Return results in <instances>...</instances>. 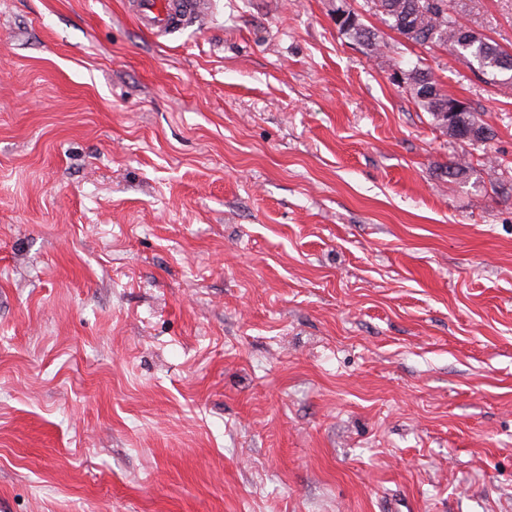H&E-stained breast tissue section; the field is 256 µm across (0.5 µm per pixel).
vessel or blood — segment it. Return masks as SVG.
<instances>
[{"mask_svg":"<svg viewBox=\"0 0 512 512\" xmlns=\"http://www.w3.org/2000/svg\"><path fill=\"white\" fill-rule=\"evenodd\" d=\"M139 27L162 36L191 24L202 12V0H128Z\"/></svg>","mask_w":512,"mask_h":512,"instance_id":"1","label":"vessel or blood"}]
</instances>
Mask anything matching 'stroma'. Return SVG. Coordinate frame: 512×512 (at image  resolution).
<instances>
[{"label":"stroma","instance_id":"1","mask_svg":"<svg viewBox=\"0 0 512 512\" xmlns=\"http://www.w3.org/2000/svg\"><path fill=\"white\" fill-rule=\"evenodd\" d=\"M0 512H512V87L371 0H0ZM201 0H128L139 27L155 36L168 35L191 24L201 13ZM354 14L358 18L357 24L348 28L340 26L339 29L343 31L345 35H348L358 44L363 46L366 50V54L372 55L377 53L380 47L378 35L371 28L366 26L356 13ZM403 71L404 79L401 83L404 88L420 108L430 113L436 125L441 128V125L448 121V98L452 97L442 92L437 79L429 68L416 63L413 67ZM415 83L420 84V87L433 84L441 90L442 94L431 99L421 97L415 89ZM474 124H480L484 126L486 133L485 136L481 139H478L482 142L488 140L490 138V129L480 120V118L477 116V112L475 108H471V111L469 112H461L459 115H457V121H456V136L457 141L462 142H470L472 144V139L469 138V133L471 131V127Z\"/></svg>","mask_w":512,"mask_h":512}]
</instances>
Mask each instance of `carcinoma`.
Masks as SVG:
<instances>
[{
	"instance_id": "carcinoma-1",
	"label": "carcinoma",
	"mask_w": 512,
	"mask_h": 512,
	"mask_svg": "<svg viewBox=\"0 0 512 512\" xmlns=\"http://www.w3.org/2000/svg\"><path fill=\"white\" fill-rule=\"evenodd\" d=\"M375 11L383 17L385 24L392 30L402 31L405 26L415 29L413 43L419 46L451 44L455 51L462 55L478 73L486 77L488 82L501 87H512V64L506 65L505 59L511 58L498 45L481 42H462L454 39L455 31L461 27L459 20L449 11L448 0H372ZM366 53L372 55L379 50L378 35L363 22L348 28H341ZM402 84L424 111L430 113L436 125L441 126L448 121V95L441 94L428 99L419 95L415 85H438L433 72L418 63L403 72ZM481 123L476 110L462 112L457 115L456 136L462 142L470 141L471 127ZM473 169L471 160L459 158L448 164L445 175L448 181L455 182Z\"/></svg>"
}]
</instances>
